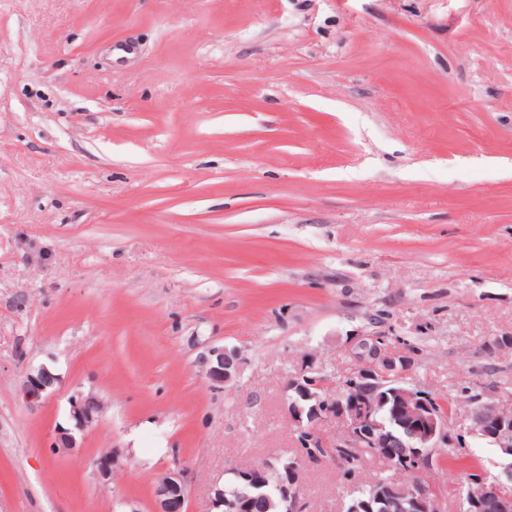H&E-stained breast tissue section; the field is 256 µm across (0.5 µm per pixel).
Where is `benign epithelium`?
<instances>
[{"label": "benign epithelium", "instance_id": "obj_1", "mask_svg": "<svg viewBox=\"0 0 512 512\" xmlns=\"http://www.w3.org/2000/svg\"><path fill=\"white\" fill-rule=\"evenodd\" d=\"M347 348L357 362L355 371L349 374L354 384L364 390V396L353 400L349 405H336V401H323L321 391L324 384L312 376L313 365H305L288 381V391L296 394L308 408L295 405L290 418L299 430L308 433V441L318 448L329 449L332 459L346 461L338 457L336 449L344 448H389L393 439L385 434V429L375 419L376 406L368 399L388 385L390 381H398L404 387L395 391L404 403L413 426L412 448L421 469L416 471L417 477L425 478L426 471L438 461L447 448L466 446L465 431L451 420L446 406L418 385L407 381L417 361V354L409 348H395L389 345L387 338L377 334H358L352 336ZM199 365L210 381L218 386L231 382L239 373V357L234 349L213 347L199 358ZM59 383V378L49 368L41 366L26 373L22 393L27 402L35 406ZM103 413V403L93 392L78 393L70 398V418L74 429L59 430L53 447L60 452H69L79 447L76 434L84 432L95 424ZM334 421L343 426L333 440H326L319 434V426ZM492 444L500 452L512 458V415H499L493 425L486 431ZM319 464L320 456L310 458L297 453L291 456H280L276 463L260 462L241 471L234 466L224 470V474L241 475L245 472L253 477H267L269 473L277 476L280 489L281 508L279 512H305V501L299 480L302 462ZM94 465L100 482L108 485L112 482L115 465L113 453L108 451L95 459ZM188 467L179 462L166 469L157 479L154 488L155 512H187ZM471 505L480 506V500L491 496L493 486L482 479L471 480ZM402 491L399 486L392 485L388 494L382 498L386 508L384 512H401ZM414 512H446L447 498L431 496L425 488H419L411 500Z\"/></svg>", "mask_w": 512, "mask_h": 512}]
</instances>
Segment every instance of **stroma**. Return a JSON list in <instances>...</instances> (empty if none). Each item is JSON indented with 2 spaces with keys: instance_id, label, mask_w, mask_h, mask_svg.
I'll return each mask as SVG.
<instances>
[{
  "instance_id": "1",
  "label": "stroma",
  "mask_w": 512,
  "mask_h": 512,
  "mask_svg": "<svg viewBox=\"0 0 512 512\" xmlns=\"http://www.w3.org/2000/svg\"><path fill=\"white\" fill-rule=\"evenodd\" d=\"M355 332L433 396L512 391V0H0V512H153L176 456L215 512ZM78 391L104 412L52 453ZM302 482L342 512L336 462ZM198 363L210 381L218 386L231 382L238 375L240 368L236 350L226 347L211 348L200 356ZM59 383V378L49 368L42 366L26 373L22 393L31 406H35Z\"/></svg>"
}]
</instances>
